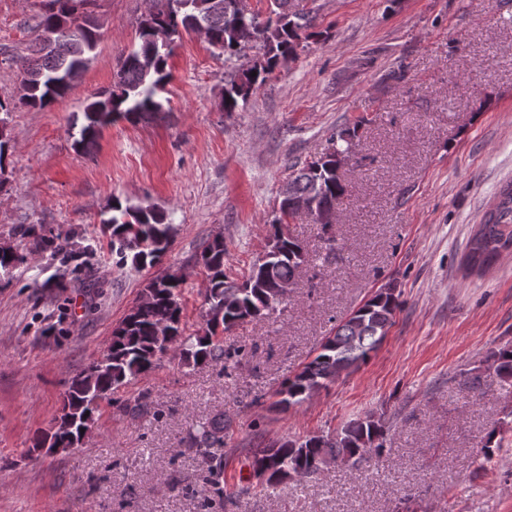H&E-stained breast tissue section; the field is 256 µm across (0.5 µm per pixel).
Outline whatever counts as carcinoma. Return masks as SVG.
<instances>
[{
    "label": "carcinoma",
    "mask_w": 512,
    "mask_h": 512,
    "mask_svg": "<svg viewBox=\"0 0 512 512\" xmlns=\"http://www.w3.org/2000/svg\"><path fill=\"white\" fill-rule=\"evenodd\" d=\"M90 0H49L38 15L42 37L31 53L22 58L23 82L28 92L11 103L0 101V112L17 105L46 108L69 89L66 78L88 59L96 46L92 36H79L72 29L77 10ZM276 10L262 21L254 13L244 14L237 0H164L156 11L139 22V43L123 58L111 89L84 108L85 124L79 149L87 152L100 131L119 118L136 122L163 111L158 90L170 76L167 70L174 38L196 24L208 31L209 46L238 57L244 49L260 45L262 58L231 73L224 88V111L234 112L246 103L254 87L265 81L277 65L296 54L300 32L311 26L309 14L291 9V0H274ZM346 133L332 136L328 152L293 173L295 191L311 200L324 224L345 199L348 186L341 173V157L348 148L339 145ZM113 215L105 221L110 230L115 264L152 266L168 251L175 234L163 212L153 205H124L112 202ZM269 254L272 258L252 265L241 283L224 274V236L206 241L198 263L206 272L205 304L215 312L206 319L202 336H186L182 328L180 286L177 273L151 279L138 303L113 330L112 341L101 358L74 377L65 391L60 423L44 433L36 447L66 450L82 443L94 423L99 403L112 390L130 384L151 370L170 351L179 353L186 364H224V346L214 341L217 329L228 330L240 323L258 321L278 305L275 296L282 284H293L308 261L304 244L288 233L287 224L271 222ZM512 251V184L500 189L496 201L484 214L460 260L464 275L483 276ZM399 308L395 288L387 286L336 325L316 356L277 391L279 403L300 404L328 387L346 369L365 361L384 339ZM491 369L502 382L512 381V344L491 354ZM386 427L372 415L345 423L326 435L303 440L272 441L254 452L251 464L269 472L259 484L263 489L300 475L318 474L330 460L354 465L368 456L381 455ZM196 448L207 483L218 486L224 475V419L197 425L189 434Z\"/></svg>",
    "instance_id": "1"
}]
</instances>
